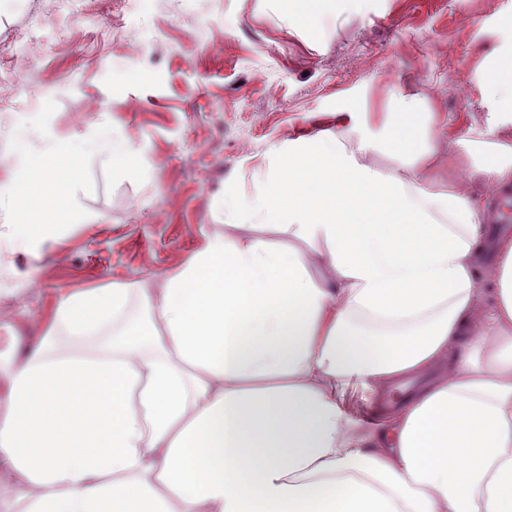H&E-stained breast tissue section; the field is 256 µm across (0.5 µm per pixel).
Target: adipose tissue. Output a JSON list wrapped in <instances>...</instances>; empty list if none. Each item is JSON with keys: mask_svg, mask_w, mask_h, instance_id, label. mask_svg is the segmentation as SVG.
Segmentation results:
<instances>
[{"mask_svg": "<svg viewBox=\"0 0 512 512\" xmlns=\"http://www.w3.org/2000/svg\"><path fill=\"white\" fill-rule=\"evenodd\" d=\"M499 23L454 183L429 176L426 102L398 97L381 139L343 107L272 149L252 195L225 181L237 235L162 288L69 294L24 363L0 348V469L24 512H512V239L481 306L464 189L512 183L511 8Z\"/></svg>", "mask_w": 512, "mask_h": 512, "instance_id": "ef3b65f1", "label": "adipose tissue"}]
</instances>
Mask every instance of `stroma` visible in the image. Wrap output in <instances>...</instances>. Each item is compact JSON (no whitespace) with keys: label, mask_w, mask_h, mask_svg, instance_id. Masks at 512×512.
<instances>
[{"label":"stroma","mask_w":512,"mask_h":512,"mask_svg":"<svg viewBox=\"0 0 512 512\" xmlns=\"http://www.w3.org/2000/svg\"><path fill=\"white\" fill-rule=\"evenodd\" d=\"M512 0H339L304 21L299 0H61L60 37L17 54L12 41L41 0H0V184L20 121L46 101L48 132L84 140L93 122L124 128L147 177L107 189L92 163L94 214L57 244L0 252L12 280L0 337L23 362L66 295L131 284L153 288L186 263L206 236L225 233L216 202L225 179L251 195L267 154L301 131L329 127L337 108L361 101L389 112L398 93L438 112L436 173L458 164L449 140L483 122L478 68L505 36ZM119 25H111V18Z\"/></svg>","instance_id":"stroma-1"}]
</instances>
